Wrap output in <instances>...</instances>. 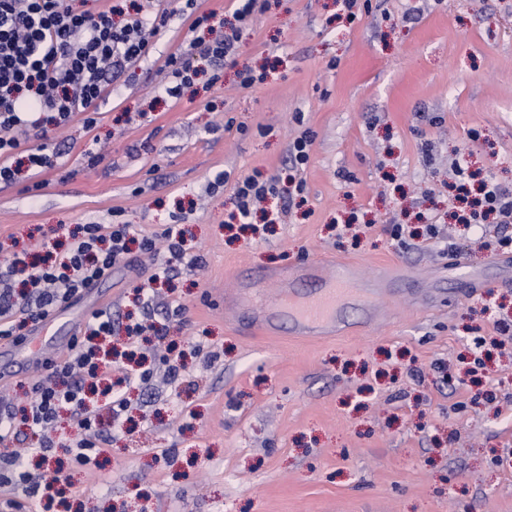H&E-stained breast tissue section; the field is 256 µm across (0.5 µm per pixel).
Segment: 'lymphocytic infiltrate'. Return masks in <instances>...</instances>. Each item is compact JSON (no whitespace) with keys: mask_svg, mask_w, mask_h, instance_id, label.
Segmentation results:
<instances>
[{"mask_svg":"<svg viewBox=\"0 0 512 512\" xmlns=\"http://www.w3.org/2000/svg\"><path fill=\"white\" fill-rule=\"evenodd\" d=\"M120 11L115 5L93 13L65 0H0V184L15 183L24 167L33 175L58 167L61 154L47 143L48 129L68 126L79 112L84 127H93L97 119L92 108L108 76L149 59L152 36L165 30L172 18L167 11L139 13L118 24L113 17ZM33 137L40 144L28 151L26 165L13 162L22 142ZM480 191L485 213L496 219L498 246L512 250V193L491 181L483 182ZM303 192V182H292L286 189L278 176L240 179L234 185L239 219L248 223L268 197L285 194L293 200ZM160 238L165 241L161 254L156 251ZM160 238L135 239L128 224H83L53 262H30L18 253L1 259L0 339L25 336L53 312L67 309L124 260L131 241H139L141 251L154 256L152 281L168 277L189 250L174 227H167ZM111 333L110 309L93 311L83 341L73 342L68 354L34 382L28 403L19 406L0 399V443L16 440L19 426H26L41 438L35 453L44 464L34 474L22 456L0 455L1 489L49 505L63 494L67 479L53 464L52 433L64 411L77 426L67 446L72 460L87 468L96 464L111 432L90 409L88 392L100 390L105 407L117 417L126 407V388L153 377L152 371L134 369L114 359L111 350L93 346V339Z\"/></svg>","mask_w":512,"mask_h":512,"instance_id":"f902f5d3","label":"lymphocytic infiltrate"}]
</instances>
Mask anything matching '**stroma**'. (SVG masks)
<instances>
[{
  "instance_id": "35a3bbf8",
  "label": "stroma",
  "mask_w": 512,
  "mask_h": 512,
  "mask_svg": "<svg viewBox=\"0 0 512 512\" xmlns=\"http://www.w3.org/2000/svg\"><path fill=\"white\" fill-rule=\"evenodd\" d=\"M160 5L175 15L151 59L109 83L93 129L53 136L62 166L0 184V257L112 222L179 225L199 258L146 308L139 251L95 286L114 339L168 323L185 368L128 391L97 467L56 449L71 492L50 512H512V341L494 344L512 280L470 297L447 279L428 306L386 296L369 332L315 342L249 335L224 300L242 273L305 262L368 276L397 262L422 280L492 265L481 228L449 218L451 161L512 190V0H368L352 21L341 0H266L235 60L202 61L177 100L161 92L167 55L200 58L237 21L231 0ZM247 68L265 82L241 88ZM307 130L304 204L272 198L277 223H232L234 182L285 172Z\"/></svg>"
}]
</instances>
